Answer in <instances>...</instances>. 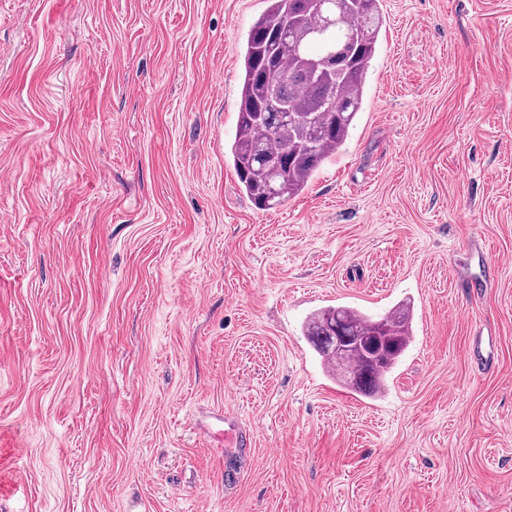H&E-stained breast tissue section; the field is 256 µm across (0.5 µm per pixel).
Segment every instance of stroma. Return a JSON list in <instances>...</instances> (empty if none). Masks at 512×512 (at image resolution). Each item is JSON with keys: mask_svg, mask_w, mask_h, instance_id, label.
I'll return each instance as SVG.
<instances>
[{"mask_svg": "<svg viewBox=\"0 0 512 512\" xmlns=\"http://www.w3.org/2000/svg\"><path fill=\"white\" fill-rule=\"evenodd\" d=\"M264 8L0 0V512H512V0H380L345 144L267 211L228 155ZM402 304L372 396L304 334ZM224 444L228 448H249L251 445L252 435L238 423L236 416L227 412L224 415Z\"/></svg>", "mask_w": 512, "mask_h": 512, "instance_id": "35a3bbf8", "label": "stroma"}]
</instances>
